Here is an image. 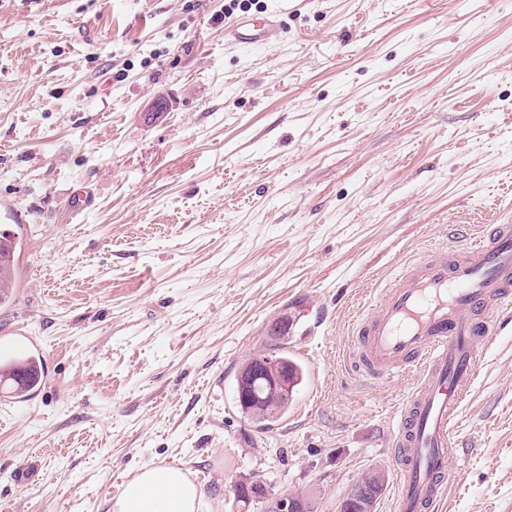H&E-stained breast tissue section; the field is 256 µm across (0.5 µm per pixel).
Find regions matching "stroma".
<instances>
[{
	"instance_id": "stroma-1",
	"label": "stroma",
	"mask_w": 512,
	"mask_h": 512,
	"mask_svg": "<svg viewBox=\"0 0 512 512\" xmlns=\"http://www.w3.org/2000/svg\"><path fill=\"white\" fill-rule=\"evenodd\" d=\"M245 2L0 0V198L27 217L0 337L46 369L0 405V512H108L104 475L162 465L201 512L250 476L336 512L379 469L392 512L416 376L353 372L354 322L454 225L512 218V0ZM268 10L274 44L225 37ZM281 316L309 376L262 430L236 376ZM454 432L442 512H512V327Z\"/></svg>"
}]
</instances>
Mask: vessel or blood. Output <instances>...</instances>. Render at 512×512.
Here are the masks:
<instances>
[{
  "mask_svg": "<svg viewBox=\"0 0 512 512\" xmlns=\"http://www.w3.org/2000/svg\"><path fill=\"white\" fill-rule=\"evenodd\" d=\"M280 34L273 16L243 19L228 31L244 46H265ZM461 236L460 252L439 250L405 268L358 322L355 371L374 380L418 371L394 432V512H435L455 454L451 432L481 352L512 324V221L477 234L465 227Z\"/></svg>",
  "mask_w": 512,
  "mask_h": 512,
  "instance_id": "obj_1",
  "label": "vessel or blood"
}]
</instances>
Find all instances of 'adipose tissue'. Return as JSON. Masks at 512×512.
<instances>
[{
    "instance_id": "ef3b65f1",
    "label": "adipose tissue",
    "mask_w": 512,
    "mask_h": 512,
    "mask_svg": "<svg viewBox=\"0 0 512 512\" xmlns=\"http://www.w3.org/2000/svg\"><path fill=\"white\" fill-rule=\"evenodd\" d=\"M201 490L176 466L142 470L130 481L112 512H197Z\"/></svg>"
}]
</instances>
